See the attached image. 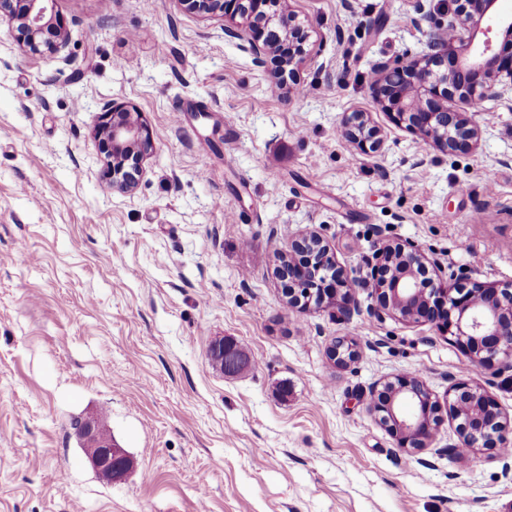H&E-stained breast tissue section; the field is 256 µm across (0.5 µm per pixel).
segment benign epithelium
<instances>
[{"label":"benign epithelium","instance_id":"benign-epithelium-1","mask_svg":"<svg viewBox=\"0 0 512 512\" xmlns=\"http://www.w3.org/2000/svg\"><path fill=\"white\" fill-rule=\"evenodd\" d=\"M188 9L210 14L232 9L249 31L224 28V34L244 41L254 64L264 66L266 58L280 43L288 42L281 75L294 79L303 60L304 31L293 15L278 12L282 0H180ZM495 0H448L446 16L420 10L417 25H427V52L413 58L378 62L373 68L371 88L381 109L399 125H406L427 146L453 154L477 145L481 129L472 123L468 111L476 103L497 101L512 104V16L496 20L498 33L508 44L495 49L488 12ZM53 0H0V22L24 33L25 46L32 53L40 46L59 49L62 31L50 43L41 40L53 24L48 15ZM278 31V42L269 28ZM344 137L364 153L378 151L380 132L370 125L366 114L354 112L347 119ZM95 136L106 147L105 184L118 192L133 191L144 173V162L156 144L157 134L141 113L128 112L112 103L104 107L95 126ZM304 253L308 263L287 258ZM277 274L285 282L288 308L300 311L336 307V316L348 320L360 312L356 289L369 288L376 304L370 314L378 319L392 317L408 323H429L448 334L467 362L496 375L512 370V283L476 282L450 274L438 283H422L425 257L411 244H383L373 254L372 277L358 279L338 266L331 248L314 230L301 231L288 239V251L278 252ZM215 364L228 369L240 365L233 343L222 339L213 344ZM330 359L345 365L355 359L356 345L336 339ZM418 406L412 415L408 404ZM371 413L387 427L398 448L421 450L436 439L442 410L457 421V441L448 445V455L462 458L479 448L512 445V417L502 413L496 400L481 386L452 380L444 403L434 400L425 381L416 375H397L373 394ZM101 425L86 419L78 436L92 468L108 480L125 478L131 460L121 448L100 434Z\"/></svg>","mask_w":512,"mask_h":512}]
</instances>
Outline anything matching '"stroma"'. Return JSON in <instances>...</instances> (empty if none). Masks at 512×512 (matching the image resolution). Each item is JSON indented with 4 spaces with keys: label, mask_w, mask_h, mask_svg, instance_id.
Masks as SVG:
<instances>
[{
    "label": "stroma",
    "mask_w": 512,
    "mask_h": 512,
    "mask_svg": "<svg viewBox=\"0 0 512 512\" xmlns=\"http://www.w3.org/2000/svg\"><path fill=\"white\" fill-rule=\"evenodd\" d=\"M443 4L287 0L306 58L280 90L227 18L180 0H55L57 53L0 25V512H512V457L449 458V420L410 453L367 409L408 373L439 398L453 377L484 387L512 416V372L371 316L367 288L349 320L288 310L274 272L312 229L359 278L386 241L436 260L431 279L512 282V108L487 102L475 149L447 154L370 90L375 63L425 53L414 20ZM112 102L158 135L125 194L104 191L94 135ZM353 112L378 152L342 137ZM339 337L358 344L345 366ZM222 338L242 372L213 367ZM89 417L131 459L124 480L88 462L71 422Z\"/></svg>",
    "instance_id": "obj_1"
}]
</instances>
